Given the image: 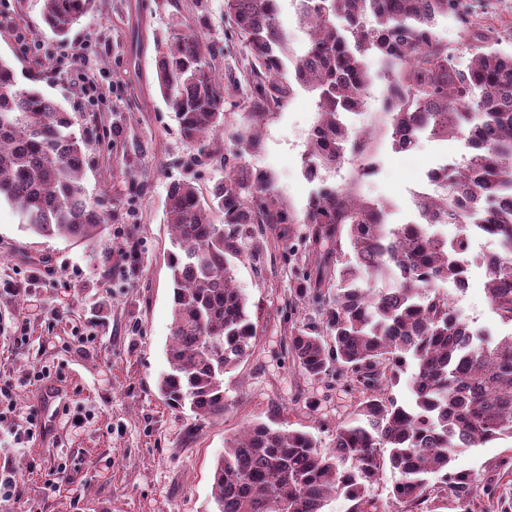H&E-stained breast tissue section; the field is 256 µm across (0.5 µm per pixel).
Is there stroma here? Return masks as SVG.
I'll use <instances>...</instances> for the list:
<instances>
[{
    "instance_id": "obj_1",
    "label": "stroma",
    "mask_w": 512,
    "mask_h": 512,
    "mask_svg": "<svg viewBox=\"0 0 512 512\" xmlns=\"http://www.w3.org/2000/svg\"><path fill=\"white\" fill-rule=\"evenodd\" d=\"M465 4L471 22L512 33V0ZM41 6L0 0V58L19 85L37 87L70 113L73 131L87 142L86 195L104 209L120 208L123 220L86 245L33 234L0 205V389L11 399L0 405V464L12 463L18 486L0 498V512H215L212 473L226 439L275 417L326 448L358 396L347 382L303 376L288 355L292 326L320 319L314 306H288L297 270H316L304 243L308 227L257 225L262 253L236 265L258 339L252 355L224 376L223 416L203 421L169 405L157 389L169 370L173 319L168 189L188 178L205 196L224 178L250 86L242 84L237 107L225 108L222 133L204 149L190 147L156 87L157 44L178 12L220 47L217 72L242 76L246 50L224 0H95L63 42L42 23ZM368 64L376 78L349 123L373 129L369 161L378 171L356 178L360 160L352 157L327 183H355L361 196L393 203L395 221L404 223L426 172L458 165L465 148L425 139L395 151L383 131L385 66L377 58ZM316 119L314 95L297 89L265 122L260 149L239 161L269 174L300 212L316 192L303 173ZM455 305L477 326L507 334L488 307L482 273H473ZM51 385L64 393L51 407L49 435L41 396ZM21 417L31 426L18 444L9 428ZM504 461L512 462V439L462 449L454 465L486 480Z\"/></svg>"
}]
</instances>
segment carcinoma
Returning a JSON list of instances; mask_svg holds the SVG:
<instances>
[{"instance_id": "carcinoma-1", "label": "carcinoma", "mask_w": 512, "mask_h": 512, "mask_svg": "<svg viewBox=\"0 0 512 512\" xmlns=\"http://www.w3.org/2000/svg\"><path fill=\"white\" fill-rule=\"evenodd\" d=\"M276 0H224V14L247 49L250 111L233 137L231 156L254 153L272 109L301 87L317 95L310 164L331 167L368 152L372 133L354 134L343 114L361 109L387 63L385 116L392 146L412 148L424 119L437 140L468 141L463 163L443 170L437 190L416 202L420 222L388 224L383 206L355 184L325 187L303 216L291 210L261 171L229 168L208 197L193 181L168 191L166 224L173 322L170 371L158 383L165 399L201 418L224 414V374L256 347L257 325L235 286L236 262L261 250L256 224H306L317 266L329 278L302 277L289 307L313 302L317 325L299 323L288 354L308 377L334 376L360 393L333 444L266 422L225 441L212 474L216 512H324L336 493L348 512H512V498L489 479L452 466L463 448L512 439V333L479 345L440 292L466 275L461 254L477 224L507 245L484 269L492 312L512 326V51L504 37L467 30L468 62L436 39L440 17L459 16L462 0H301L296 23L307 35L296 55ZM94 0H42L41 20L65 38ZM156 77L187 144L204 148L224 126L238 81L212 67L221 49L189 20L172 15L158 44ZM58 103L20 87L0 59V203L41 236L92 243L106 224L121 223L85 194V142ZM455 224L453 239L433 228ZM391 277L395 287L372 284ZM409 374L410 399L388 390ZM399 474L383 504L371 495L384 468ZM441 481L430 484L428 475Z\"/></svg>"}]
</instances>
